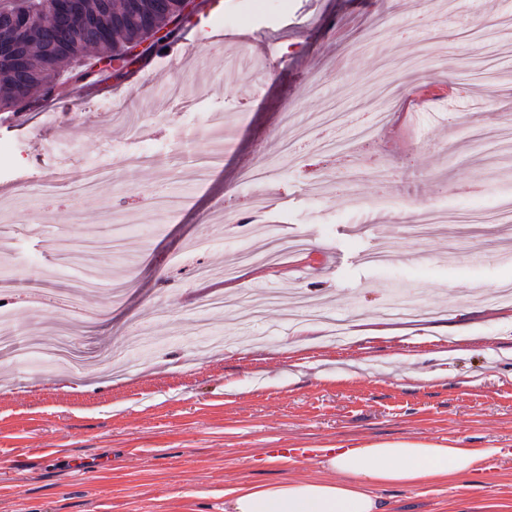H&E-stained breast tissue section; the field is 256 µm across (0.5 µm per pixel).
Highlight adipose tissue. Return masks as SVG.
Instances as JSON below:
<instances>
[{
	"mask_svg": "<svg viewBox=\"0 0 512 512\" xmlns=\"http://www.w3.org/2000/svg\"><path fill=\"white\" fill-rule=\"evenodd\" d=\"M489 454L486 448L415 441L339 448L321 461L332 479L254 484L234 491L224 512H387L376 488L460 480Z\"/></svg>",
	"mask_w": 512,
	"mask_h": 512,
	"instance_id": "1",
	"label": "adipose tissue"
}]
</instances>
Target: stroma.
Returning a JSON list of instances; mask_svg holds the SVG:
<instances>
[{
	"label": "stroma",
	"instance_id": "obj_1",
	"mask_svg": "<svg viewBox=\"0 0 512 512\" xmlns=\"http://www.w3.org/2000/svg\"><path fill=\"white\" fill-rule=\"evenodd\" d=\"M195 2L178 65L152 53L76 112L0 111V147L21 153L0 164L18 341L73 302L86 351L142 343L105 377L0 357V512H224L249 484L332 477L262 449L385 441L492 451L463 481L379 489L389 512H512V222L492 218L512 199L493 153L512 127V0H280L271 18L267 0ZM328 116L354 179L324 170ZM425 202L457 222L413 229ZM273 235L305 247L238 264ZM216 292L278 300L246 324L198 309ZM296 292L323 316L309 343L282 303Z\"/></svg>",
	"mask_w": 512,
	"mask_h": 512
}]
</instances>
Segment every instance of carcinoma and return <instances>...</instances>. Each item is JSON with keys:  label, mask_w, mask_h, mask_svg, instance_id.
<instances>
[{"label": "carcinoma", "mask_w": 512, "mask_h": 512, "mask_svg": "<svg viewBox=\"0 0 512 512\" xmlns=\"http://www.w3.org/2000/svg\"><path fill=\"white\" fill-rule=\"evenodd\" d=\"M81 16L56 22L62 0H0V10L17 12L24 18L9 41L14 50L0 53V110L15 111L17 102L26 101L40 88L47 98L64 95L55 82L63 71L77 82L95 76L97 65L122 71L132 60V48L149 43L148 54L173 40L190 15L186 0H165V11L146 21H130L114 29L107 21L109 10L121 11L125 0H78ZM26 61V81L10 75L16 55Z\"/></svg>", "instance_id": "1"}]
</instances>
